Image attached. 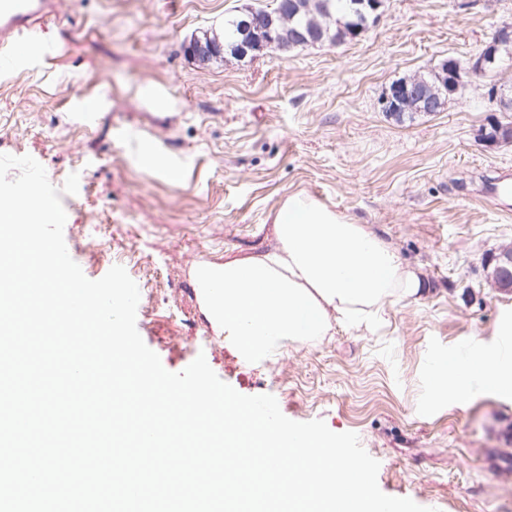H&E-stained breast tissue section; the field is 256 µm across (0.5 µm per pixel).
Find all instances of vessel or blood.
I'll use <instances>...</instances> for the list:
<instances>
[{"mask_svg": "<svg viewBox=\"0 0 512 512\" xmlns=\"http://www.w3.org/2000/svg\"><path fill=\"white\" fill-rule=\"evenodd\" d=\"M56 14L55 0H0V57L17 65L50 59L42 34Z\"/></svg>", "mask_w": 512, "mask_h": 512, "instance_id": "b4317fda", "label": "vessel or blood"}]
</instances>
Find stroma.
<instances>
[{"label": "stroma", "mask_w": 512, "mask_h": 512, "mask_svg": "<svg viewBox=\"0 0 512 512\" xmlns=\"http://www.w3.org/2000/svg\"><path fill=\"white\" fill-rule=\"evenodd\" d=\"M276 0H57L65 25L45 34L53 59L0 67V154L31 155L54 186L80 175L66 246L86 277L110 268L85 246L99 231L134 248L158 276L136 326L171 372L205 355L244 395L275 396L289 419L356 433L380 463L378 485L431 512H512V394L472 387L437 398L432 375L469 352L495 353L512 288L493 275L512 247V213L484 197L487 177L512 171V142L488 148L483 126L512 121L495 90L512 58L440 111L395 117L380 101L400 78L461 65L512 0H385L378 23L340 45L200 63L185 50L245 8ZM151 87L173 115L161 122ZM152 141L182 178L142 166ZM293 192L368 224L422 278L418 301L396 299L371 329L284 342L274 358H242L201 310L189 272L275 250L270 214Z\"/></svg>", "instance_id": "stroma-1"}]
</instances>
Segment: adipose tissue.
<instances>
[{"instance_id":"ef3b65f1","label":"adipose tissue","mask_w":512,"mask_h":512,"mask_svg":"<svg viewBox=\"0 0 512 512\" xmlns=\"http://www.w3.org/2000/svg\"><path fill=\"white\" fill-rule=\"evenodd\" d=\"M279 241L267 254L218 266L199 291L217 335L248 359H269L286 341L365 323L393 298L419 299L423 284L368 225L310 196L288 195L272 214ZM438 394L472 385L512 392V359L478 352L433 376Z\"/></svg>"}]
</instances>
